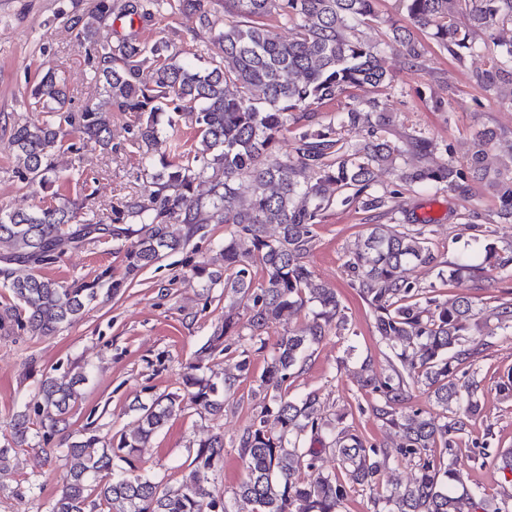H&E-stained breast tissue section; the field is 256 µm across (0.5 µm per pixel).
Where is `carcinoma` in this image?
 Segmentation results:
<instances>
[{
  "label": "carcinoma",
  "instance_id": "carcinoma-1",
  "mask_svg": "<svg viewBox=\"0 0 512 512\" xmlns=\"http://www.w3.org/2000/svg\"><path fill=\"white\" fill-rule=\"evenodd\" d=\"M404 22L390 24L381 45L357 35L358 28L378 18V0H224V26L204 8V0H124V18H147L179 12L213 34L220 55L200 70L179 58L165 41L151 45L134 37L115 43H95V15L77 37L94 57V80L104 104L75 110L64 79L51 74L32 90L42 101L44 117L17 122L12 143L20 163L17 173L28 186H45L55 176L53 156L65 150L66 136L76 132L84 144L103 150L111 145L110 119L103 105L139 114L134 145L141 156L146 197L112 207L106 224L91 210L84 214L71 204L37 210H0V241L11 253L0 257V286L13 303L0 309V331L28 336H54L76 322L99 295L101 280L60 283L39 269L89 241L110 239L122 247L126 276L176 252L203 229V213L229 227L221 255L224 270L203 263L193 273L207 287L224 285L230 300L224 324L199 348L185 366L183 393L160 394L150 403L129 406L137 428L119 439L101 435L90 421L71 431V419L87 380L81 371L42 375L30 400L11 420V442L0 444V472L9 469L19 447L35 432L49 441L60 435L70 461L48 512H227L224 496L212 487L210 476L224 460V435L196 443L189 472L176 486H162L147 473L125 475L115 461L132 458L180 410L187 400L211 414L224 411V396L252 373L247 351L224 368V378L207 374V362L229 353L232 334L259 338L286 311L312 310L307 333L282 336L260 377L262 401L252 423L234 439L244 460V477L234 491L244 505L238 512H340L355 486L377 488L389 460L381 446L337 426L322 422L320 395L311 391L288 398V381L297 377L308 351L330 329L353 335L336 290L320 283L308 258L315 242V225L336 203L354 204L364 211L390 208L402 190L413 186L444 185L465 195L473 182L494 195L497 216L512 223V150L498 166L485 157L507 132L484 128L474 138L467 166L448 158L431 164L437 144L426 137H390L393 115L364 96L371 88L390 84L385 48L395 47L409 68L419 67L427 33L450 56L462 62L484 48H493L486 67L473 79L498 104L512 110V0H399ZM463 11L468 25L460 27L455 14ZM279 18L290 36L281 38L268 23ZM350 100L338 113L337 125L302 126L291 148L279 145L288 133V119L311 118L318 108ZM186 111L194 117L200 147L176 161L155 159L168 140L164 128L175 130L166 114ZM167 116L166 126L160 117ZM355 132L352 141L336 127ZM419 159L410 166L406 155ZM392 179L379 185L377 172ZM210 182L209 197L194 196V184ZM278 228L267 235V228ZM484 256L461 255L448 263V280L482 272L490 266L504 273L512 256L502 257L487 243ZM28 269L17 274L14 265ZM436 266L425 227L401 229L397 224H373L346 262L350 286L368 305L375 335L392 353L390 372L371 374V359L360 365V388L377 396L375 415L398 429L401 459L414 463L417 476L404 488L387 490L374 500V512H487L468 491L456 467V439L480 412L475 381H460L459 367L477 353L469 340L482 312L470 297L440 300L408 277L415 266ZM245 303V323L234 319L237 303ZM493 328L512 330V298H500L490 309ZM424 384L432 389L442 415L426 416L407 410L411 390ZM323 450L336 457L337 469L315 480L303 473L317 469Z\"/></svg>",
  "mask_w": 512,
  "mask_h": 512
}]
</instances>
